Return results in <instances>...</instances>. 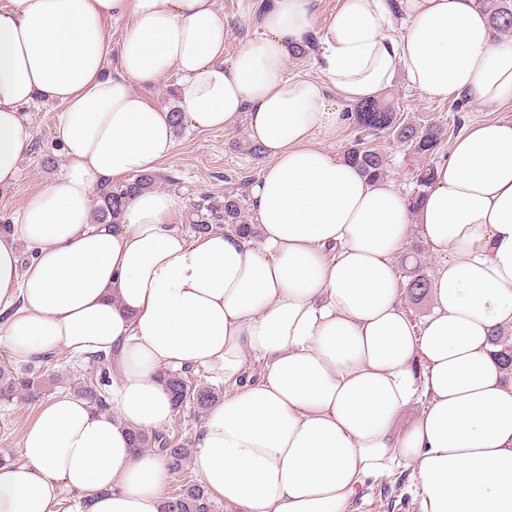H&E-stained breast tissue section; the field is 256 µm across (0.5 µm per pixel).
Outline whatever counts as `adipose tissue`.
Here are the masks:
<instances>
[{"mask_svg":"<svg viewBox=\"0 0 512 512\" xmlns=\"http://www.w3.org/2000/svg\"><path fill=\"white\" fill-rule=\"evenodd\" d=\"M344 0L321 30L312 0H271L224 57L215 0H0V186L30 147L25 110L60 107L65 164L0 234V347L112 358L111 407L64 393L0 462V512H160L165 456L130 434L173 414L163 373L202 368L234 391L195 435L192 466L232 512H345L367 482L414 477L420 512H512V379L491 337L512 328V119L469 127L410 200L314 135L396 76L429 99H512V42L478 0ZM126 27L111 46L106 27ZM317 77L291 78L309 34ZM176 72L185 126L248 117L270 159L250 189L254 236L188 235L175 193L133 195L94 220L96 188L155 171L176 146L167 109L137 85ZM417 227L438 263L422 326L396 259ZM36 249L21 268L18 241ZM261 364L246 373L249 360ZM420 414L398 427L414 405Z\"/></svg>","mask_w":512,"mask_h":512,"instance_id":"ef3b65f1","label":"adipose tissue"}]
</instances>
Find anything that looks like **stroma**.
<instances>
[{"instance_id": "35a3bbf8", "label": "stroma", "mask_w": 512, "mask_h": 512, "mask_svg": "<svg viewBox=\"0 0 512 512\" xmlns=\"http://www.w3.org/2000/svg\"><path fill=\"white\" fill-rule=\"evenodd\" d=\"M224 18L227 36L224 57L232 59L237 51L256 33V18L263 0H215ZM381 98L389 103L404 122L440 125L445 136L435 154L421 155L396 145L389 135L374 136L348 119L340 128L316 133L314 140L328 151L343 155L351 145L361 143L381 152L387 162L386 177L401 191L411 193L416 188L419 169L434 165L446 156L454 139L471 123L491 117L512 118V100L497 111L469 102L457 106L455 97L431 100L410 88L403 77H396ZM60 111L56 103L37 102L26 111V121L34 149L28 150L21 161L18 181L0 187V220L13 218L16 211L40 192L59 172L64 158L53 141V129ZM247 119L239 117L235 124L221 131L199 132L183 129L176 138V147L157 169V188L174 191L186 203L202 196L223 200L225 194L237 196L250 223L259 216L250 198V188L268 163L267 156L250 155ZM87 364L58 352L57 362L49 370L50 381L45 388L47 397L60 393H75L82 385ZM41 411L40 405L15 402L0 404V453L17 454L25 427ZM347 512H420V497L416 482L409 472L395 470L367 483L349 504Z\"/></svg>"}]
</instances>
